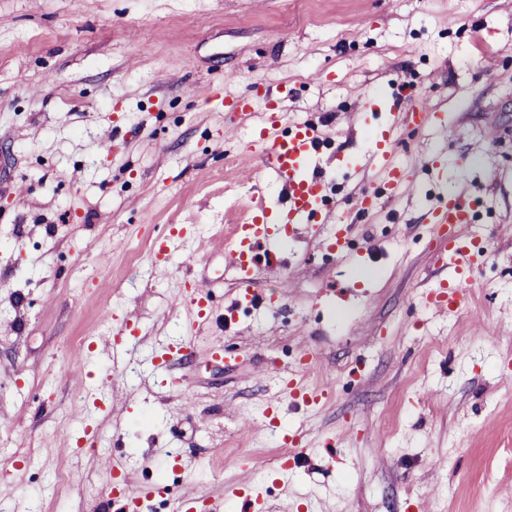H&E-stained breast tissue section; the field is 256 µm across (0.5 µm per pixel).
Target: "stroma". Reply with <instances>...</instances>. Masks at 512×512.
Returning <instances> with one entry per match:
<instances>
[{"label":"stroma","instance_id":"35a3bbf8","mask_svg":"<svg viewBox=\"0 0 512 512\" xmlns=\"http://www.w3.org/2000/svg\"><path fill=\"white\" fill-rule=\"evenodd\" d=\"M218 96L251 98V115L231 125ZM422 99L442 119L404 130L395 158L437 165L393 202L366 164ZM271 100L281 134L317 128L328 189L307 224L349 216L353 259L283 230L258 300L238 304L224 236L250 199L239 153ZM365 188L377 210L351 213ZM451 193L492 254L444 315L422 297L445 276L425 214ZM175 224L191 230L153 263ZM505 224L512 0H0V512H114L115 464L160 512L193 491L210 501L197 512H248L244 486L268 512H512ZM197 281L211 320L190 360L155 369L188 333L171 300ZM126 321L118 367L100 350L83 379H61L73 339ZM308 345L312 383L332 390L322 407L281 391ZM87 418L96 447L66 453Z\"/></svg>","mask_w":512,"mask_h":512}]
</instances>
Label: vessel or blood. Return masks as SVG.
<instances>
[{"mask_svg":"<svg viewBox=\"0 0 512 512\" xmlns=\"http://www.w3.org/2000/svg\"><path fill=\"white\" fill-rule=\"evenodd\" d=\"M285 115L277 109H269L265 114V125L255 140L246 147L247 153L258 154L262 166L271 172L284 196L283 211L288 223L300 224L322 198L326 181L318 173L312 172L309 163L315 155L318 134L310 125H298L289 137L277 135L276 129ZM394 133L384 134L376 143V149L369 159V166L392 187L393 194L400 192L410 181L411 170L394 159ZM269 208L261 187H254L250 203L245 209L239 224L233 225L229 245L225 254L229 265L236 272L235 288L239 297L252 298L255 246L275 239L277 228L268 221ZM428 223L434 224L437 234L433 239L435 262L447 270V279L441 280L435 289L426 295V305L430 310L451 314L459 311L472 286V275L487 258L485 248L468 241L463 233L471 222L464 202L455 196L448 197L432 207L426 215ZM314 367V352L305 349L294 371L282 381V391L292 399L317 406L331 397L328 387L309 388L305 379ZM109 492L126 502H143L145 494L135 489L128 476L120 468H112Z\"/></svg>","mask_w":512,"mask_h":512,"instance_id":"b4317fda","label":"vessel or blood"}]
</instances>
